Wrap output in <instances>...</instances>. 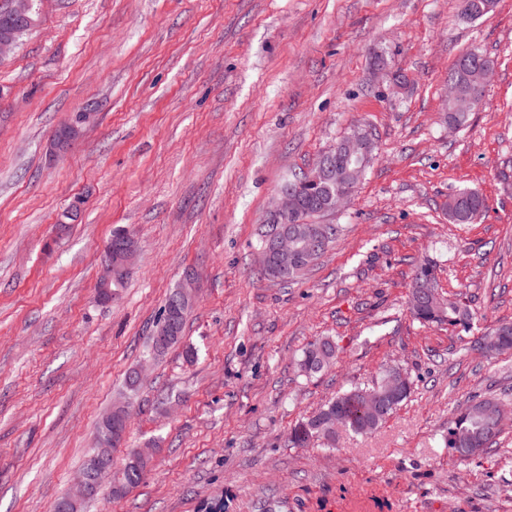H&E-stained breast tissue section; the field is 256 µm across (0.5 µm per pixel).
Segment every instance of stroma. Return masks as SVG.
Listing matches in <instances>:
<instances>
[{"label":"stroma","instance_id":"obj_1","mask_svg":"<svg viewBox=\"0 0 512 512\" xmlns=\"http://www.w3.org/2000/svg\"><path fill=\"white\" fill-rule=\"evenodd\" d=\"M459 0H43L39 28L0 63V512H55L101 416L143 370L125 447H153L143 482L87 512H512V425L463 461L457 408H512V0L473 21ZM495 62L479 108L445 121L448 71ZM94 113L73 149L55 129ZM374 161L341 231L297 282L263 277L258 232L290 173L351 128ZM488 209L452 224L461 188ZM138 243L127 288L95 300L113 229ZM475 312L472 330L408 312L418 266ZM198 301L182 344L146 342L186 271ZM339 348L311 378L296 362ZM197 351L184 359L185 345ZM413 381L371 434L287 444L326 400L384 364ZM92 116L91 112H78L70 115L64 123L58 126L56 135L48 143L49 152L53 155L68 153L78 141L82 127L91 121ZM481 339L489 344L494 352L512 350V322H503L487 329ZM336 360V343L330 337H321L310 343L297 361V367L305 375H314L330 368Z\"/></svg>","mask_w":512,"mask_h":512}]
</instances>
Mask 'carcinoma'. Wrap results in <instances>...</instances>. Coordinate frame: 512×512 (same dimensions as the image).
Here are the masks:
<instances>
[{
	"mask_svg": "<svg viewBox=\"0 0 512 512\" xmlns=\"http://www.w3.org/2000/svg\"><path fill=\"white\" fill-rule=\"evenodd\" d=\"M461 17L469 20L480 19L493 11L496 0H461ZM483 66L493 67L494 62L485 54L478 51L461 53L448 72V85L457 96L446 103L445 119L457 127L466 124L470 112L479 106L484 96L485 87L475 89L471 82L477 70ZM317 167L328 168L331 178L310 183L306 173L292 175L285 182L287 186L301 188L302 201L309 203L317 199H327L339 194H352L361 181L363 173L356 161H346L341 156L332 157L322 153ZM443 209L448 221L453 224H472L488 209L487 200L479 191L464 188L450 195ZM339 226L324 225V242L314 254L305 255L300 262L291 268L288 275L278 277L276 281L288 284L301 277L315 261L327 250L336 239ZM433 271L422 266L414 277L410 291L408 310L410 316L422 324H447L451 327H469L475 320L474 315L466 304L448 299L444 300L432 293L437 284L431 281ZM192 309H187L178 319L167 342L159 346L155 337H149V353L153 356L164 354L171 347L183 340V332L188 316ZM482 339L495 352L512 350V322H503L487 329ZM336 360V343L330 337H321L310 343L297 361V367L305 375H314L330 368ZM401 376L403 371L398 367L385 369L371 384L355 386L337 394L326 401L319 409L299 422L288 434V446L292 448H307L313 441L327 445L335 444L336 432L333 431V421L341 419L344 429L350 433L363 435L375 430L389 417L411 393L412 380L405 377V382L395 391L388 388L386 379L391 376ZM140 389L135 370H129L124 378L121 402L131 404L133 396ZM502 402L495 397L475 400L461 408L455 417L448 422V437L446 447L453 452L466 449L463 460H469L482 455L493 448L505 429V419L501 416ZM111 433L105 422L98 423L93 446L83 461V471L96 484H108L115 491V497L126 496L137 487L149 471L152 458L132 459L134 452H129L123 459L122 467L118 470L104 467L97 459V444Z\"/></svg>",
	"mask_w": 512,
	"mask_h": 512,
	"instance_id": "obj_1",
	"label": "carcinoma"
}]
</instances>
